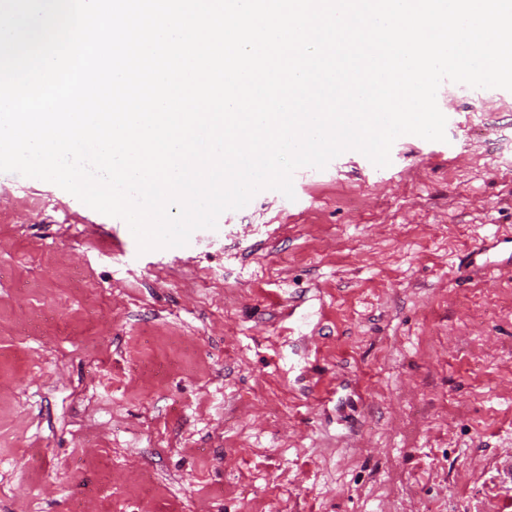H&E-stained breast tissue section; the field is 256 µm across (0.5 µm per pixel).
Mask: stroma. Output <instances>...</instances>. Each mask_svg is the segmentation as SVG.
<instances>
[{"label":"stroma","mask_w":512,"mask_h":512,"mask_svg":"<svg viewBox=\"0 0 512 512\" xmlns=\"http://www.w3.org/2000/svg\"><path fill=\"white\" fill-rule=\"evenodd\" d=\"M181 249L0 173V512H512V91Z\"/></svg>","instance_id":"1"}]
</instances>
